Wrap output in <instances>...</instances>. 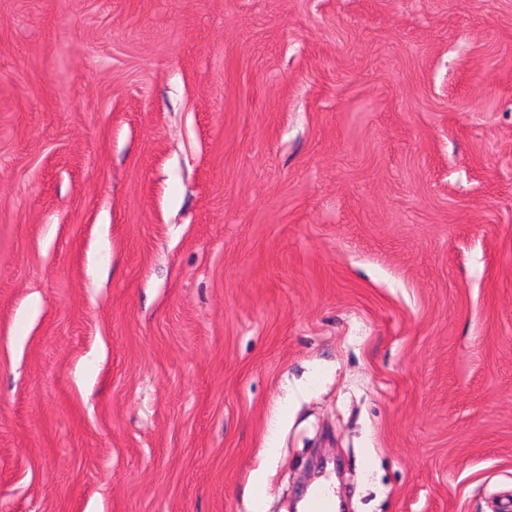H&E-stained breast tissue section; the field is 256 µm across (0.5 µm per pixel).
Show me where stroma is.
I'll use <instances>...</instances> for the list:
<instances>
[{
    "mask_svg": "<svg viewBox=\"0 0 512 512\" xmlns=\"http://www.w3.org/2000/svg\"><path fill=\"white\" fill-rule=\"evenodd\" d=\"M512 512V0H0V512Z\"/></svg>",
    "mask_w": 512,
    "mask_h": 512,
    "instance_id": "obj_1",
    "label": "stroma"
}]
</instances>
